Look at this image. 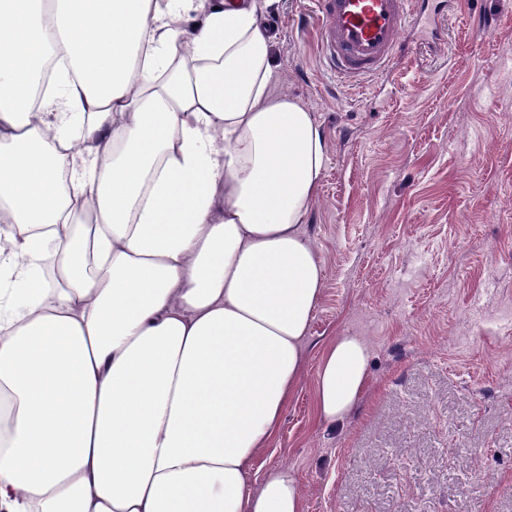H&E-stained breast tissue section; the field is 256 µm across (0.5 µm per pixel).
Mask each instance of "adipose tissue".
I'll return each mask as SVG.
<instances>
[{"mask_svg": "<svg viewBox=\"0 0 512 512\" xmlns=\"http://www.w3.org/2000/svg\"><path fill=\"white\" fill-rule=\"evenodd\" d=\"M272 2L0 0V512H302L288 469L248 483L326 281ZM370 359L329 342L323 421Z\"/></svg>", "mask_w": 512, "mask_h": 512, "instance_id": "ef3b65f1", "label": "adipose tissue"}]
</instances>
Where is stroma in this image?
I'll return each instance as SVG.
<instances>
[{
    "instance_id": "35a3bbf8",
    "label": "stroma",
    "mask_w": 512,
    "mask_h": 512,
    "mask_svg": "<svg viewBox=\"0 0 512 512\" xmlns=\"http://www.w3.org/2000/svg\"><path fill=\"white\" fill-rule=\"evenodd\" d=\"M276 83L327 143L307 232L328 271L304 375L249 482L303 512H512V0H425L395 75L350 90L314 0H279ZM364 338L353 414L315 411L325 346Z\"/></svg>"
}]
</instances>
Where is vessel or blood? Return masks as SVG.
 <instances>
[{
	"label": "vessel or blood",
	"mask_w": 512,
	"mask_h": 512,
	"mask_svg": "<svg viewBox=\"0 0 512 512\" xmlns=\"http://www.w3.org/2000/svg\"><path fill=\"white\" fill-rule=\"evenodd\" d=\"M316 5L323 59L338 80L355 87L394 71L423 0H316Z\"/></svg>",
	"instance_id": "1"
}]
</instances>
